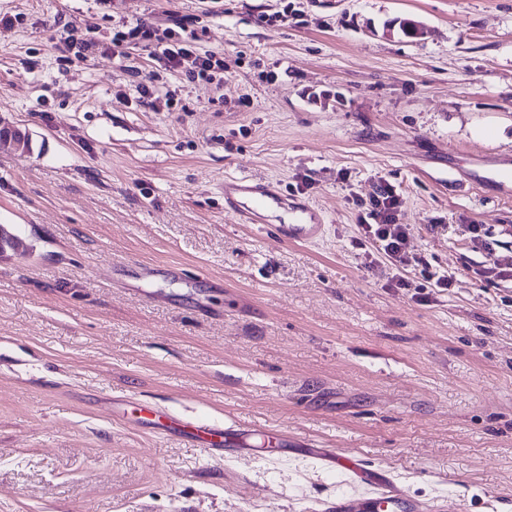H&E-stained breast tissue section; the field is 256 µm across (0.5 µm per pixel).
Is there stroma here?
I'll list each match as a JSON object with an SVG mask.
<instances>
[{"instance_id":"35a3bbf8","label":"stroma","mask_w":512,"mask_h":512,"mask_svg":"<svg viewBox=\"0 0 512 512\" xmlns=\"http://www.w3.org/2000/svg\"><path fill=\"white\" fill-rule=\"evenodd\" d=\"M0 512H324L301 458H214L113 400L258 425L431 512H512V0H0ZM194 30L214 90L94 25ZM409 21L423 36L400 30ZM156 72L151 97L140 75ZM277 185L322 239L224 211ZM415 264L361 225L380 184ZM445 276V288L426 276ZM224 205L241 224H278V237L290 243H312L323 235L324 224L319 211L309 203L292 200L272 183L247 177L224 180ZM295 215L292 224L276 223L273 215L277 208Z\"/></svg>"}]
</instances>
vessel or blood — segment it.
Wrapping results in <instances>:
<instances>
[{
    "label": "vessel or blood",
    "mask_w": 512,
    "mask_h": 512,
    "mask_svg": "<svg viewBox=\"0 0 512 512\" xmlns=\"http://www.w3.org/2000/svg\"><path fill=\"white\" fill-rule=\"evenodd\" d=\"M224 204L244 224H269L277 209L286 207L294 214L291 224L276 226L279 238L290 243H311L324 231L319 211L307 202L288 200L272 183L247 177L225 180ZM112 415L131 426L152 430L161 435H175L205 448L216 456H248L253 452L256 438L270 436L280 447H288L287 438L279 433H266L265 429L232 425L200 423L149 406L130 412L125 401L112 404ZM304 458L318 461L340 472H350L373 479L379 490L374 500L367 501L348 493H341L328 502L326 512H422V507L398 490L385 472L365 468L359 460L342 457L333 449L306 446L301 450Z\"/></svg>",
    "instance_id": "b4317fda"
}]
</instances>
